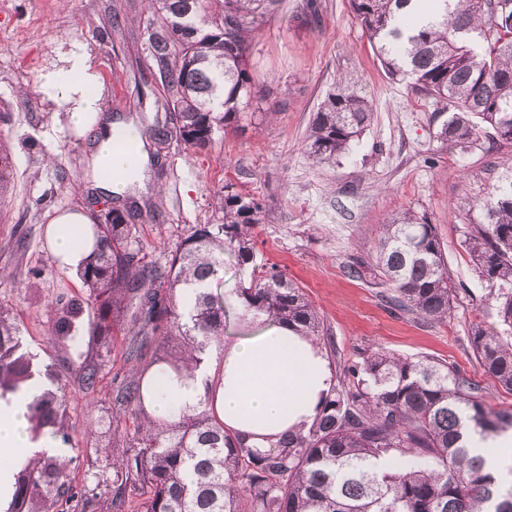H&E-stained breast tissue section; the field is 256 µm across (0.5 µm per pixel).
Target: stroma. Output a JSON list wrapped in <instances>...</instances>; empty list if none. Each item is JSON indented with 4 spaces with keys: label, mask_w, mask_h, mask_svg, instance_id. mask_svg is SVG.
<instances>
[{
    "label": "stroma",
    "mask_w": 512,
    "mask_h": 512,
    "mask_svg": "<svg viewBox=\"0 0 512 512\" xmlns=\"http://www.w3.org/2000/svg\"><path fill=\"white\" fill-rule=\"evenodd\" d=\"M0 8V135L10 148L13 181L0 205V308L22 329L26 351L48 361L50 302L61 291L84 294L80 276L62 271L46 230L60 213L94 209L95 181L87 161L97 130L72 129L69 116L42 89L45 76L84 54L97 73L92 91L103 116L152 123L156 95L138 99L149 79L147 52L137 36L145 0H6ZM321 21L298 20L304 0H283L274 22L250 48L260 76L254 115L217 135L200 151L171 143L165 174L148 176L142 198L157 203L158 220L138 222L146 259L162 266L186 229L215 221L214 198L224 185L263 204L254 230L256 258L277 265L306 293L330 341L334 371L375 350L455 365L491 404L512 408V392L487 376L471 348V326L493 327L490 289L475 274L463 246L465 224L482 218L481 202L500 177L512 174V148L482 137L463 151L440 136L435 103L410 81L389 80L349 0H317ZM345 87L367 100L372 120L336 162L315 164L305 152L307 131L327 93ZM406 209L434 224L448 274L458 289L447 322L437 323L387 302L390 284L348 274L351 258H372L385 218ZM117 340L95 391L70 374L61 384L70 440L72 483L90 482L111 467V412L120 376L138 368Z\"/></svg>",
    "instance_id": "1"
}]
</instances>
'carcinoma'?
I'll use <instances>...</instances> for the list:
<instances>
[{
	"label": "carcinoma",
	"mask_w": 512,
	"mask_h": 512,
	"mask_svg": "<svg viewBox=\"0 0 512 512\" xmlns=\"http://www.w3.org/2000/svg\"><path fill=\"white\" fill-rule=\"evenodd\" d=\"M143 32L148 68L165 92V121L140 136L204 150L249 110L258 75L250 46L280 18L282 0H149ZM417 0H349L386 75L409 77L414 88L448 113L440 136L466 151L478 140L477 117L499 147H512V0H440L432 20L406 24ZM371 121V108L346 88L327 96L306 137L310 160L336 162ZM10 154L0 145V203L10 189ZM215 224H197L157 268L142 256L127 204L90 213L97 242L81 271L83 297L65 292L51 305L53 341L85 390L96 388L111 358L114 336L147 367L119 382L108 429L122 453L112 471L72 484L67 466L51 459L15 474L11 512H512V484L484 472L469 454L466 433L512 430V410L496 409L454 367L377 351L344 370L304 434L288 433L268 448L224 431L203 400L172 422L151 420L144 407L148 369L197 368L224 341L228 303L211 286L224 283V251L253 265L236 302L315 340L323 320L295 282L278 268L259 266L253 230L262 203L232 190L215 197ZM485 221L464 230V247L478 277L491 287L498 327L471 329V346L485 372L512 391V176L482 203ZM350 274H367L395 289L393 305L446 321L457 288L436 228L412 211L382 224L375 260L357 257ZM90 308L93 319L83 323ZM97 339L90 355L83 330ZM20 329L0 311V389L32 375ZM46 388L30 405L33 428L69 441L66 400L53 366Z\"/></svg>",
	"instance_id": "obj_1"
}]
</instances>
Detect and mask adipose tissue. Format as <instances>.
<instances>
[{"instance_id": "obj_1", "label": "adipose tissue", "mask_w": 512, "mask_h": 512, "mask_svg": "<svg viewBox=\"0 0 512 512\" xmlns=\"http://www.w3.org/2000/svg\"><path fill=\"white\" fill-rule=\"evenodd\" d=\"M93 79L84 58L74 54L65 68L47 76L45 87L54 99L69 104L74 127L100 123L102 134L91 154V170L97 174L124 167V176L109 184L119 194L142 182L147 154L144 148H137L135 162L125 166L124 155L114 148L113 139L119 133L130 135L134 127L101 120L97 98L89 91ZM50 236L58 266L71 272L82 269L95 245L86 214L69 211L54 217ZM240 318L245 335L224 340L213 361L181 376L160 379L146 404L154 420H171L206 398L227 431L242 434L260 448L312 424L333 383L324 350L312 337L288 325L268 322L265 315L244 312ZM44 386V379L37 374L15 389L0 390V512H7L12 500L18 464L65 453L57 437L35 431L29 420V407ZM467 446L493 474L503 473L512 463V431L493 437L472 433Z\"/></svg>"}]
</instances>
